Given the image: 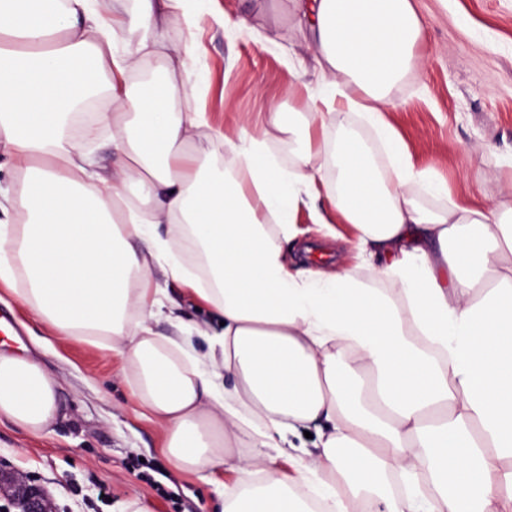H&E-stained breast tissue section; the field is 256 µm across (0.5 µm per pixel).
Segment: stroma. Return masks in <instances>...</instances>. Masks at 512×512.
I'll list each match as a JSON object with an SVG mask.
<instances>
[{"label": "stroma", "mask_w": 512, "mask_h": 512, "mask_svg": "<svg viewBox=\"0 0 512 512\" xmlns=\"http://www.w3.org/2000/svg\"><path fill=\"white\" fill-rule=\"evenodd\" d=\"M415 7L423 60L392 87L387 118L415 165L434 167L447 181V200L493 209L512 182L500 166L512 153V0H415ZM216 9L246 19L268 42L217 25L210 16ZM195 12L197 30L179 19L163 27L170 44L198 42L193 61L174 69L184 92L179 110L204 111L208 123L193 135L192 147L224 161L231 153L218 134L237 113L258 119L273 106L313 110L320 99L316 75L288 69L275 47L285 42L298 55L308 54L310 33L296 26L292 0H199ZM444 201L429 197L425 203L439 208ZM297 222L307 230L308 259L329 267L351 252V225H339L340 239L327 241L315 232L308 210L299 211ZM2 310L18 333H0V352L38 354L59 382L64 418L36 434L1 419L0 470L44 488L54 512H120L130 499L153 512H214L224 496L223 471L205 477L171 463L165 433L143 415L119 357L51 334L0 284ZM103 484L110 498L100 496Z\"/></svg>", "instance_id": "obj_1"}]
</instances>
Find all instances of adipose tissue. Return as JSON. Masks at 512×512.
<instances>
[{
	"label": "adipose tissue",
	"mask_w": 512,
	"mask_h": 512,
	"mask_svg": "<svg viewBox=\"0 0 512 512\" xmlns=\"http://www.w3.org/2000/svg\"><path fill=\"white\" fill-rule=\"evenodd\" d=\"M189 2L0 0V148L22 175L20 191L0 193L19 216L0 230V280L23 278L16 301L51 332L123 360L177 468L233 474L221 512H512V202L419 200L448 185L416 167L386 118L391 87L418 67L412 0H295L326 110L374 130L389 177L357 131L314 138L304 113L275 107L270 126L307 134L291 168L245 115L224 132L231 166L194 152L207 121L174 112L171 79L128 89L148 57L193 59L192 43L158 33L163 19L193 24ZM126 29L136 41H118ZM102 89L108 179L68 133ZM329 165L336 181L322 193ZM323 196L354 228L360 266L289 267L300 209L336 233ZM155 264L220 330L153 331ZM58 415L57 381L0 354V418L40 431ZM310 428L315 453L296 454Z\"/></svg>",
	"instance_id": "adipose-tissue-1"
}]
</instances>
